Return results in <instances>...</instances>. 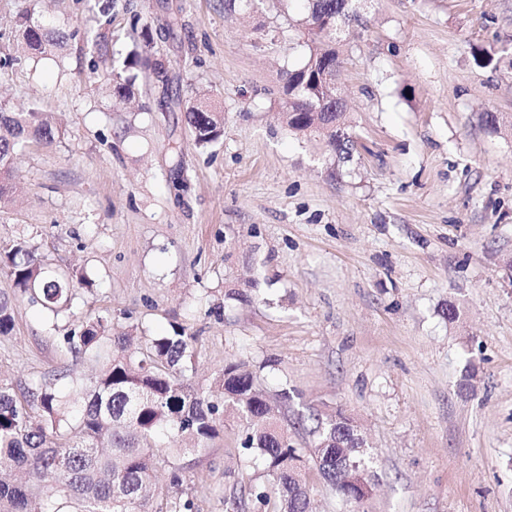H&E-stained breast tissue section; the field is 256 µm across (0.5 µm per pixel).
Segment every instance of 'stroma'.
<instances>
[{
	"mask_svg": "<svg viewBox=\"0 0 512 512\" xmlns=\"http://www.w3.org/2000/svg\"><path fill=\"white\" fill-rule=\"evenodd\" d=\"M340 82L355 150L276 119L285 74L305 58L301 0H0V106L55 113L51 143L16 159L20 193L0 241L25 239L52 273L83 271L79 316L113 334L193 338L197 385L243 363L308 452L310 410L340 409L375 459L376 489L344 501L305 472L314 512H512V0H359ZM65 38L28 59L14 21ZM100 33L84 49L81 30ZM149 32L162 76L130 64ZM135 78L119 104L114 74ZM205 98L224 133L196 148L186 108ZM0 378L23 391L88 379L71 329L15 294ZM454 305L455 320L445 319ZM233 411L182 490L196 512H275Z\"/></svg>",
	"mask_w": 512,
	"mask_h": 512,
	"instance_id": "stroma-1",
	"label": "stroma"
}]
</instances>
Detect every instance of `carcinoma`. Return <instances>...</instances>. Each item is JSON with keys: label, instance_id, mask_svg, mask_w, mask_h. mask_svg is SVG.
<instances>
[{"label": "carcinoma", "instance_id": "1", "mask_svg": "<svg viewBox=\"0 0 512 512\" xmlns=\"http://www.w3.org/2000/svg\"><path fill=\"white\" fill-rule=\"evenodd\" d=\"M305 2L307 53L298 68L288 71L277 119L292 132L325 140L338 159L348 161L355 142L347 132L350 112L338 85L343 51L336 26L356 14L348 0ZM17 27L25 48L39 58L62 39L27 13L18 17ZM142 41L136 58L161 74L162 64L150 59V37L144 34ZM474 58L482 67L512 65V58L492 49L478 48ZM187 120L195 145L206 147L220 137L224 112L198 102L188 108ZM57 132L52 113L34 102L24 112L0 108V205L17 191L16 155L32 139L52 142ZM0 265L8 268L15 291L30 295L55 316L72 308L75 284L92 286L84 275L49 274L24 241L0 242ZM13 328L12 299L0 295V336ZM63 340L79 358L97 361L107 347L111 355L80 397L41 379L20 400L0 379V512H194L192 499L170 493L183 483L184 466L173 454L204 451L203 443L215 437L228 407L249 424L243 453L260 457L268 476V483L251 490L255 499L267 502L274 495L278 512H309L310 490L303 476L309 464L340 497L357 503L370 498L371 475L363 468L373 469V458L361 451L366 442L351 417L340 410L313 412V446L304 457L276 426L277 406L245 365L224 366L198 389L185 381L193 347L184 328L174 325L171 332L143 342L130 332L114 338L112 317L97 315ZM160 435L187 440L193 447L167 453L150 443ZM58 437L72 445L57 446ZM161 470L167 472L166 485L157 479Z\"/></svg>", "mask_w": 512, "mask_h": 512}]
</instances>
